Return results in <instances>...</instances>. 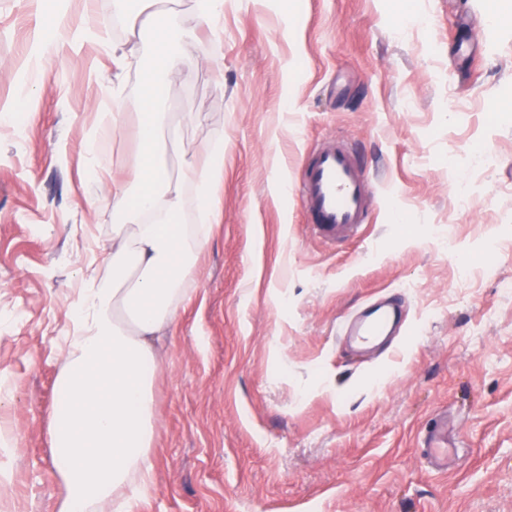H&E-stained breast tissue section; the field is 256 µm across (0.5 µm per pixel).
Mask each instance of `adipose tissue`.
I'll return each instance as SVG.
<instances>
[{
  "label": "adipose tissue",
  "instance_id": "adipose-tissue-1",
  "mask_svg": "<svg viewBox=\"0 0 512 512\" xmlns=\"http://www.w3.org/2000/svg\"><path fill=\"white\" fill-rule=\"evenodd\" d=\"M114 0L129 31L156 29V64L176 67L157 0ZM156 90L144 89L139 164L131 175L134 201L112 190V250L104 266L88 267L70 314L65 359L56 381L48 434L54 468L64 488L56 512H98L133 502L154 482V382L160 366L156 343L166 336L177 304L185 300L200 253L220 217L224 141L212 139L203 164H184L176 178L164 173L153 110ZM198 193L197 222L175 223L182 189Z\"/></svg>",
  "mask_w": 512,
  "mask_h": 512
}]
</instances>
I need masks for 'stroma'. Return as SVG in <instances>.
I'll list each match as a JSON object with an SVG mask.
<instances>
[{"mask_svg": "<svg viewBox=\"0 0 512 512\" xmlns=\"http://www.w3.org/2000/svg\"><path fill=\"white\" fill-rule=\"evenodd\" d=\"M194 5L162 0L193 36L159 74L152 35L131 36L112 0H0L12 512H55L63 494L48 435L62 338L120 221L111 188L89 190L86 145L101 113H121L104 164L135 193L155 77L169 173L220 136L224 181L161 349L155 482L135 512H512V23H492L488 0H224L215 53ZM47 34L56 50L31 69ZM331 141L374 188L361 233L329 245L291 186ZM382 296L404 308L403 333L350 353L340 323ZM443 415L464 446L437 471L421 445Z\"/></svg>", "mask_w": 512, "mask_h": 512, "instance_id": "35a3bbf8", "label": "stroma"}]
</instances>
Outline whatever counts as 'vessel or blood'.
<instances>
[{
	"instance_id": "1",
	"label": "vessel or blood",
	"mask_w": 512,
	"mask_h": 512,
	"mask_svg": "<svg viewBox=\"0 0 512 512\" xmlns=\"http://www.w3.org/2000/svg\"><path fill=\"white\" fill-rule=\"evenodd\" d=\"M372 180L344 143H330L313 155L295 186L310 231L337 242L358 233L368 218ZM402 324L397 307L390 302L367 306L342 325L343 335L360 343L389 335ZM452 446L447 425L432 426L423 439V453L436 468L447 466Z\"/></svg>"
}]
</instances>
